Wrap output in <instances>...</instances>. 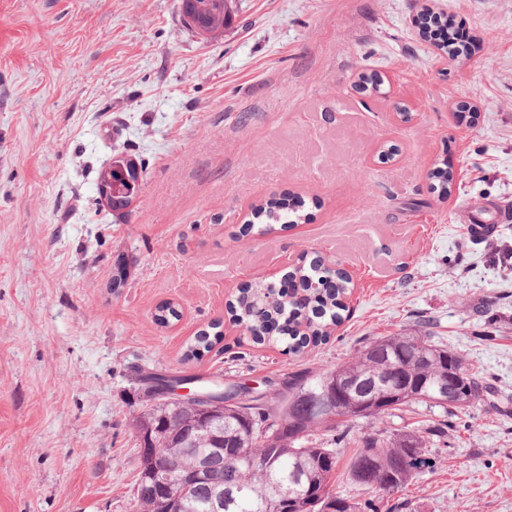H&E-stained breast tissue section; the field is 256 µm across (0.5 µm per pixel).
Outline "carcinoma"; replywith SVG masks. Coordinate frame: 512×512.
<instances>
[{
  "label": "carcinoma",
  "mask_w": 512,
  "mask_h": 512,
  "mask_svg": "<svg viewBox=\"0 0 512 512\" xmlns=\"http://www.w3.org/2000/svg\"><path fill=\"white\" fill-rule=\"evenodd\" d=\"M225 0H198L194 9H203L218 15L221 20L210 33H221L232 20V11L225 10ZM422 35L432 38L434 31L443 33L442 51L454 52L451 30L452 20L425 10L419 18ZM441 198L451 192L453 173L448 163L433 171ZM302 201L288 198H271L256 206L249 224H263L273 230L284 214L301 219ZM294 287L307 294L306 302L299 305L294 297L285 295L276 305L261 303L239 309L237 320L249 323L254 340L263 342L274 336L288 335L289 351L297 354L310 345L327 339L330 327L343 321L346 310L342 296L348 290L349 279L342 273H325L323 263L316 259L310 268L299 267L289 274ZM180 311L171 303L157 308L155 321L168 326L178 320ZM221 325L211 323L195 336L187 346L186 358L198 359L223 340ZM425 349L434 354V361L422 364L417 352ZM398 356L403 375L410 391L390 408H376L364 417L348 411L336 412V418L320 424L309 425L312 410L306 405L304 392L321 387L330 376L339 372L360 383H369L383 372L386 356ZM454 368L464 374L458 386V398L447 405L432 403L426 397L427 387L438 373ZM288 393L270 400L259 398L240 409H224V417L215 422L216 438L206 444L208 448H221L223 453L213 457V482L195 485L180 497L181 512H212L211 504L218 492L224 494L223 512H276L275 499L271 498L270 482L278 479L288 486L294 512H308L309 498L322 497V501L340 502L339 512H364L376 509L373 500L363 503L336 495L330 488L339 467L337 452L315 438L318 431H331L341 418L375 420L392 415L412 404L441 408L445 415L456 410L477 407L494 393L486 379L468 369L458 353L437 344L430 336L396 334L381 336L365 345V349L350 361L319 373H301L288 376ZM199 424L196 413L181 409H165L152 404L144 413L133 419L132 426L144 430L139 447L159 448L167 460L188 464L192 460L185 448ZM352 441L354 450L346 466L345 475L354 481L356 470L368 471L361 486L374 493H396L403 490L429 466L423 457L425 440L417 431H401L387 437L349 434L336 435L338 443Z\"/></svg>",
  "instance_id": "obj_1"
}]
</instances>
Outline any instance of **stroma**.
Listing matches in <instances>:
<instances>
[{
    "label": "stroma",
    "instance_id": "35a3bbf8",
    "mask_svg": "<svg viewBox=\"0 0 512 512\" xmlns=\"http://www.w3.org/2000/svg\"><path fill=\"white\" fill-rule=\"evenodd\" d=\"M427 7L474 50L424 40ZM119 154L142 169L121 218L97 192ZM273 195L302 220L248 227ZM495 201L512 203V0H238L213 40L181 0H0V512H133L142 376L275 392L402 330L462 355L502 406L338 421L447 425L377 512H512V223L477 241L459 217ZM317 257L352 277L326 342L293 355L233 321L241 288ZM168 302L183 319L163 327ZM216 321L223 342L186 358Z\"/></svg>",
    "mask_w": 512,
    "mask_h": 512
}]
</instances>
